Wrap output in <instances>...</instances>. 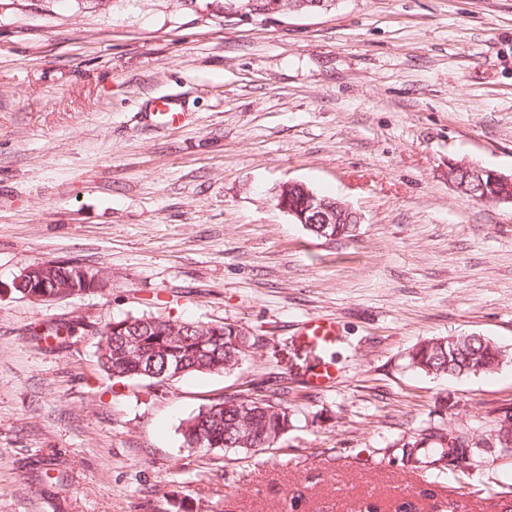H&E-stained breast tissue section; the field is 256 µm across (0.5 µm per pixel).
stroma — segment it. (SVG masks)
<instances>
[{"label":"stroma","instance_id":"1","mask_svg":"<svg viewBox=\"0 0 512 512\" xmlns=\"http://www.w3.org/2000/svg\"><path fill=\"white\" fill-rule=\"evenodd\" d=\"M165 93L180 123L148 118ZM452 161L512 174V0H0V512H512V361L406 366L436 337L512 350V206L461 193ZM289 181L357 211L352 236L282 212ZM47 260L105 286L12 290ZM312 315L340 319L335 346L295 336ZM141 316L256 347L230 373L113 384L98 334ZM60 322L66 343L37 339ZM330 356L335 385L303 387ZM277 387V447L183 444L210 400ZM436 432L469 440L460 468L409 464Z\"/></svg>","mask_w":512,"mask_h":512}]
</instances>
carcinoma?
<instances>
[{"label":"carcinoma","instance_id":"carcinoma-1","mask_svg":"<svg viewBox=\"0 0 512 512\" xmlns=\"http://www.w3.org/2000/svg\"><path fill=\"white\" fill-rule=\"evenodd\" d=\"M147 323L145 333L138 336L141 352L164 348L173 362L180 365L181 375L230 372L239 368L249 356L254 343L240 340V329L231 323H221L217 329L194 332L189 336L174 335L178 320L171 317L141 316L134 321ZM121 334L105 326L97 341V359L101 369L115 380L148 381L163 386L174 380L170 372L161 378L139 372L140 357L127 353L118 345ZM507 350L485 338L456 337L430 338L408 354V366L428 375L460 376L480 371L487 372L511 358ZM272 394L254 397L248 390H239L213 401L189 417L182 429L184 444L212 450L250 452L276 447L288 434L291 419L288 406ZM438 451L429 461L433 466L447 468L465 454L468 444L460 436L440 433L435 435Z\"/></svg>","mask_w":512,"mask_h":512}]
</instances>
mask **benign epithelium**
<instances>
[{
	"instance_id": "7a95c632",
	"label": "benign epithelium",
	"mask_w": 512,
	"mask_h": 512,
	"mask_svg": "<svg viewBox=\"0 0 512 512\" xmlns=\"http://www.w3.org/2000/svg\"><path fill=\"white\" fill-rule=\"evenodd\" d=\"M448 181L466 195L479 196V200L501 204L512 203V175L489 170L479 164H448ZM500 188L490 194L487 188ZM277 206L300 224H320L326 230L333 224H357L360 217L345 204L320 197L301 182L289 181L281 186ZM73 268L72 275L61 282H54L56 292L32 294L30 299L42 301L82 292H94L104 287L103 280L96 274L90 275L80 267L65 261L43 262L25 267L12 283V287L24 289L36 282L53 276L58 268Z\"/></svg>"
}]
</instances>
